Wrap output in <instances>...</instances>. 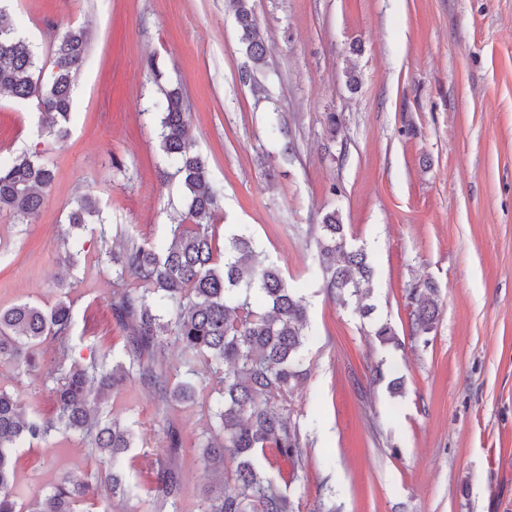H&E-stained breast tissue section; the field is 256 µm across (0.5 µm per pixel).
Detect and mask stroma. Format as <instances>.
I'll use <instances>...</instances> for the list:
<instances>
[{
  "label": "stroma",
  "instance_id": "1",
  "mask_svg": "<svg viewBox=\"0 0 512 512\" xmlns=\"http://www.w3.org/2000/svg\"><path fill=\"white\" fill-rule=\"evenodd\" d=\"M249 4L268 47L253 85L240 80L250 61L228 0H0L38 66L50 67L57 32L80 26L88 39L66 142L40 134L33 105L0 94V162L27 152L56 169L35 218L0 217V307L65 297L74 358L123 347L99 239L86 237L68 290L52 278L77 196L97 199L113 247L156 242L177 221L181 191L159 150L163 76L181 87L195 149L222 190L216 223L247 226L307 309V376L292 398L301 459L268 456L270 476L301 512H512V0ZM275 117L287 137L271 135ZM332 210L371 255L375 319L402 348L381 345L372 321L324 290L315 238ZM424 281L441 313L415 336L409 292ZM0 389L38 416L55 412L45 384L7 362ZM100 418L139 432L132 484L177 466L178 510L198 512L216 486L195 446L199 407L162 410L132 381ZM167 421L184 440L175 456ZM15 459L18 512L60 473L99 468L64 430L21 444Z\"/></svg>",
  "mask_w": 512,
  "mask_h": 512
}]
</instances>
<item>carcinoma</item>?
Wrapping results in <instances>:
<instances>
[{
	"label": "carcinoma",
	"mask_w": 512,
	"mask_h": 512,
	"mask_svg": "<svg viewBox=\"0 0 512 512\" xmlns=\"http://www.w3.org/2000/svg\"><path fill=\"white\" fill-rule=\"evenodd\" d=\"M230 3L251 62L241 80L252 82L266 64V45L248 0ZM86 53L85 31L66 30L53 43L52 70L43 78L36 73L33 49L0 7V93L34 104L41 133L56 141L69 134L74 80ZM160 91L159 149L166 177L184 189L187 213L169 225L165 243L133 242L105 252L117 283L108 306L126 332L124 355L112 356L109 368L94 356L86 363L72 358L73 313L64 299L47 308L28 301L0 308V362L28 374L40 369L38 354L52 347L45 378L55 383L50 392L57 406L53 417L39 419L28 414L18 396L0 390V512H16L18 444L45 441L60 428L78 433L89 454L107 467L91 480L62 474L50 492L32 498L31 512H74L79 502L94 512L100 486L110 499L134 496L125 460L136 446L135 433L115 419L107 423L98 418L109 394L131 379L153 388L166 408L193 404L204 394L201 407L208 429L198 436L197 447L222 489L205 494L199 512H299L258 467L257 457L273 448L283 459L299 462V430L290 400L306 374V311L277 263L245 230L224 235V246H219L218 228L212 223L218 190L208 178L206 160L193 150L182 94L177 87ZM54 180V167L29 154L0 163V216L31 220ZM99 214L92 197L75 202L62 238L65 265H76L84 249L83 234L105 236ZM316 247L330 294L344 305L355 301L359 315L370 316L373 269L366 248L349 243L337 212L323 217ZM411 299L414 330L431 332L440 315L435 285L427 281L412 288ZM374 336L383 345L400 346L387 322L374 326ZM170 342L182 353L173 372L163 363ZM227 455L236 467L226 477ZM182 493L181 473L172 466L157 469L147 489L157 509L176 506Z\"/></svg>",
	"instance_id": "cac0c4a2"
}]
</instances>
